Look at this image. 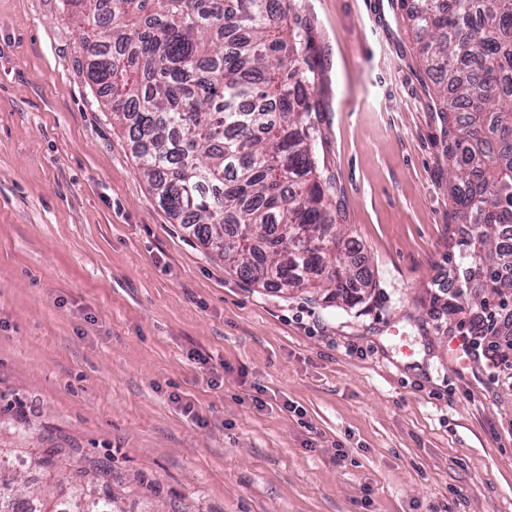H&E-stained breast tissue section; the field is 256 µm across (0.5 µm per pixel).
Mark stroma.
<instances>
[{"mask_svg":"<svg viewBox=\"0 0 512 512\" xmlns=\"http://www.w3.org/2000/svg\"><path fill=\"white\" fill-rule=\"evenodd\" d=\"M301 7L320 174L376 282L353 308L205 250L87 83L63 0H0V448L23 483L107 468L123 512H512V384L462 366L433 303L464 265L421 42L391 0ZM50 448L76 456L29 465Z\"/></svg>","mask_w":512,"mask_h":512,"instance_id":"obj_1","label":"stroma"}]
</instances>
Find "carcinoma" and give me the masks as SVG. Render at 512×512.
<instances>
[{
    "label": "carcinoma",
    "mask_w": 512,
    "mask_h": 512,
    "mask_svg": "<svg viewBox=\"0 0 512 512\" xmlns=\"http://www.w3.org/2000/svg\"><path fill=\"white\" fill-rule=\"evenodd\" d=\"M112 120L127 130L159 205L241 277L288 291L331 290L354 307L373 289L358 242L337 223L318 176L313 113L323 63L297 0H63ZM423 35L448 162V206L473 231L453 243L501 309L512 304V0H397ZM463 290L448 292V320ZM471 335L492 332L490 302L470 306ZM0 449V512H120L105 473L57 498L20 486Z\"/></svg>",
    "instance_id": "carcinoma-1"
}]
</instances>
